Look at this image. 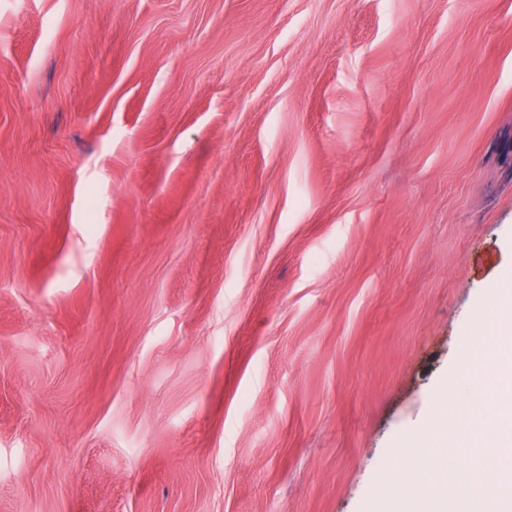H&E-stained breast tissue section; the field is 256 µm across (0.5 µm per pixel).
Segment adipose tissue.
<instances>
[{"mask_svg":"<svg viewBox=\"0 0 512 512\" xmlns=\"http://www.w3.org/2000/svg\"><path fill=\"white\" fill-rule=\"evenodd\" d=\"M493 305L495 341L471 370L478 379L469 409L477 423L472 478L478 492L468 496L467 512H512V433L500 427L512 415V294H495Z\"/></svg>","mask_w":512,"mask_h":512,"instance_id":"ef3b65f1","label":"adipose tissue"}]
</instances>
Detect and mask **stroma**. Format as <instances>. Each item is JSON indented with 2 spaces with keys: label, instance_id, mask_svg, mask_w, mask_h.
Returning a JSON list of instances; mask_svg holds the SVG:
<instances>
[{
  "label": "stroma",
  "instance_id": "stroma-1",
  "mask_svg": "<svg viewBox=\"0 0 512 512\" xmlns=\"http://www.w3.org/2000/svg\"><path fill=\"white\" fill-rule=\"evenodd\" d=\"M502 288L512 0H0V512L469 482Z\"/></svg>",
  "mask_w": 512,
  "mask_h": 512
}]
</instances>
